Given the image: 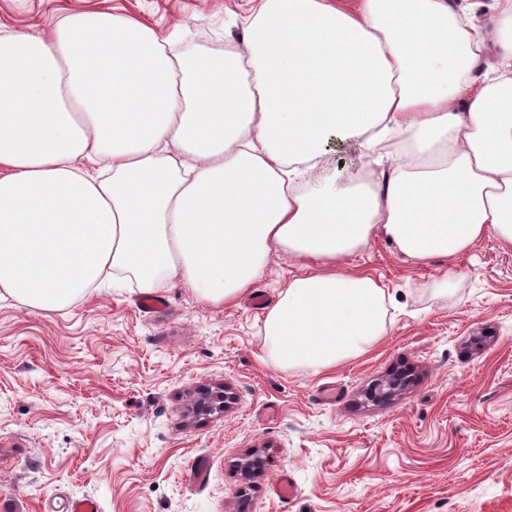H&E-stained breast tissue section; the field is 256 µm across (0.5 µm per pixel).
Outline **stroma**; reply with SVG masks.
Masks as SVG:
<instances>
[{
	"label": "stroma",
	"mask_w": 512,
	"mask_h": 512,
	"mask_svg": "<svg viewBox=\"0 0 512 512\" xmlns=\"http://www.w3.org/2000/svg\"><path fill=\"white\" fill-rule=\"evenodd\" d=\"M258 0H0V34L82 12L135 18L185 53L234 47ZM310 179L353 181L363 149L340 143ZM390 297L387 334L313 375L276 367L265 309L161 283L144 315L133 279L57 311L0 297V512H512V249L487 237L454 265L417 263L378 236L347 260ZM453 276H446V269ZM301 271L272 255L253 287L274 301ZM412 381L386 402L388 374ZM227 407L199 416L200 393ZM257 453L264 468L246 476ZM209 462L205 486L192 478ZM288 469L296 495L272 489Z\"/></svg>",
	"instance_id": "35a3bbf8"
}]
</instances>
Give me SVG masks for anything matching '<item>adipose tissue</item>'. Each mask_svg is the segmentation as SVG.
<instances>
[{"label": "adipose tissue", "instance_id": "obj_1", "mask_svg": "<svg viewBox=\"0 0 512 512\" xmlns=\"http://www.w3.org/2000/svg\"><path fill=\"white\" fill-rule=\"evenodd\" d=\"M262 0L239 46L174 54L105 12L0 36V289L45 311L109 269L237 299L272 252L312 263L264 345L310 373L386 333L385 289L345 260L375 236L454 259L512 248V0ZM377 177L309 188L327 144Z\"/></svg>", "mask_w": 512, "mask_h": 512}]
</instances>
